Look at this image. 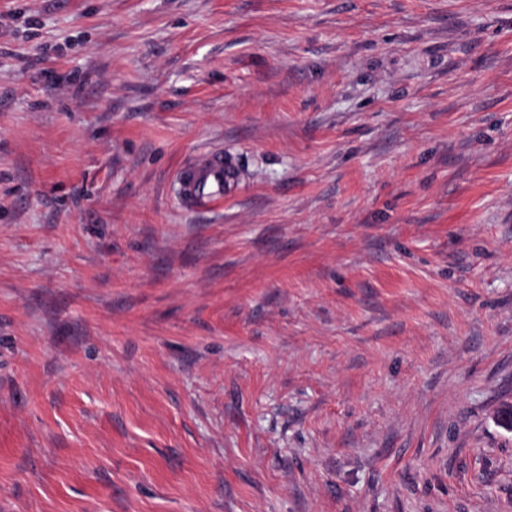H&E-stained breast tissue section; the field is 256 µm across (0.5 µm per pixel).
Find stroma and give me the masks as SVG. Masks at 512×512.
Segmentation results:
<instances>
[{
    "label": "stroma",
    "instance_id": "1",
    "mask_svg": "<svg viewBox=\"0 0 512 512\" xmlns=\"http://www.w3.org/2000/svg\"><path fill=\"white\" fill-rule=\"evenodd\" d=\"M510 400L512 0H0V512H512ZM238 163L220 148L194 157L177 177L180 199L190 208H208L224 203L235 193Z\"/></svg>",
    "mask_w": 512,
    "mask_h": 512
}]
</instances>
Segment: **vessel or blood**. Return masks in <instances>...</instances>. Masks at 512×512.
Returning <instances> with one entry per match:
<instances>
[{
    "label": "vessel or blood",
    "mask_w": 512,
    "mask_h": 512,
    "mask_svg": "<svg viewBox=\"0 0 512 512\" xmlns=\"http://www.w3.org/2000/svg\"><path fill=\"white\" fill-rule=\"evenodd\" d=\"M235 157L216 148L194 157L177 177L179 196L191 208H208L223 203L235 193L239 175Z\"/></svg>",
    "instance_id": "vessel-or-blood-1"
}]
</instances>
